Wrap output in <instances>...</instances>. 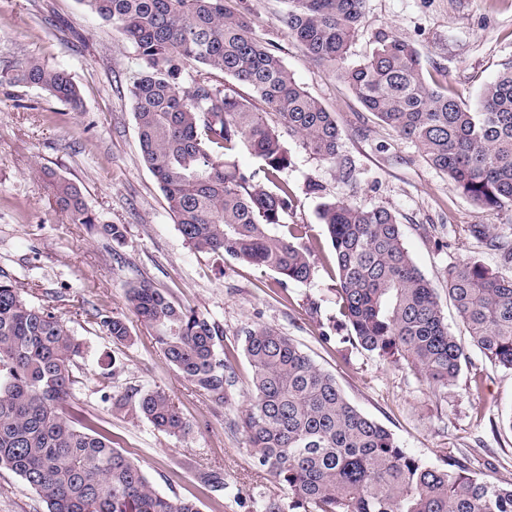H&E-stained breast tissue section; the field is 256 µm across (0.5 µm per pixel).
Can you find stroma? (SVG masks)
<instances>
[{
	"mask_svg": "<svg viewBox=\"0 0 512 512\" xmlns=\"http://www.w3.org/2000/svg\"><path fill=\"white\" fill-rule=\"evenodd\" d=\"M229 3L248 17L257 37L277 45L297 82L334 112L340 153L356 168V181H344L335 163L286 138L292 164L283 177L297 201L285 221L308 225L315 275L285 291L272 272L183 241L140 156L130 86L143 62L118 29L86 12L80 0H0V273L33 304L53 305L82 342L76 367L82 384L71 412L138 459L157 491L196 500L201 512H249L254 498L285 496V487L254 469L245 435L235 426L249 406L252 377L242 336L266 325L294 338L334 374L350 402L390 430L409 454L431 464L446 454L490 480H512V429L505 423L512 414V372L472 347L456 382L436 389L418 369L344 343L335 254L318 219L321 204L334 199L390 209L414 263L442 289L457 260L499 267L498 255L467 238L463 227L512 225V209L478 208L415 143L366 112L335 69L312 61L290 36L282 23L286 0ZM380 29L412 43L427 81L466 103L512 61V0H366L350 61L371 54ZM32 58L71 74L81 92L80 111L15 82ZM42 167L77 182L99 222L125 226V239L116 243L72 223L38 176ZM312 181L322 193H306ZM143 279L221 322L238 377L232 405L195 391L165 360L127 305V288ZM311 298L321 303L315 318L307 311ZM95 310L123 314L130 341L113 343L92 319ZM155 387L178 404L191 426L188 434L163 435L113 405L114 396ZM215 468L223 470L230 495L201 485L199 471ZM0 512L47 508L19 476L0 471Z\"/></svg>",
	"mask_w": 512,
	"mask_h": 512,
	"instance_id": "1",
	"label": "stroma"
}]
</instances>
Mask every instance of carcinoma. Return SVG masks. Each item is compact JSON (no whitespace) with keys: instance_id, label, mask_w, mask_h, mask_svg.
<instances>
[{"instance_id":"obj_1","label":"carcinoma","mask_w":512,"mask_h":512,"mask_svg":"<svg viewBox=\"0 0 512 512\" xmlns=\"http://www.w3.org/2000/svg\"><path fill=\"white\" fill-rule=\"evenodd\" d=\"M81 2L115 25L144 62L130 88L140 153L183 241L272 271L284 289L311 282L315 266L303 244L308 225L283 223L296 194L280 179L291 165L282 131L338 164L350 182L353 167L340 155L333 113L298 84L274 43L254 36L247 17L224 0ZM365 2L288 0L283 22L310 58L336 66L365 110L417 143L427 163L478 207H511L512 65L468 105L427 83L419 51L391 32H376L372 54L352 63L348 53ZM198 69L250 87L282 129L224 83L190 74ZM18 80L74 109L80 105L78 85L63 69L34 59ZM244 147L259 160L263 179L240 169ZM41 174L73 223L123 240L124 227L97 224L78 184L51 170ZM319 220L336 256L345 342L418 368L433 386L453 384L467 354L448 330L437 288L410 256L395 214L333 200L321 205ZM466 231L496 252L501 266L493 271L472 259L450 266L448 298L472 345L512 372V231L487 224H468ZM126 299L176 371L212 402L231 404L236 373L223 325L146 281L131 285ZM96 318L112 342L130 339L122 314ZM242 349L252 382L240 426L256 469L288 490L254 501L255 512H512V482L489 481L453 458L434 465L409 454L292 338L259 325L245 332ZM82 354L54 308L31 304L0 275V470L19 476L48 512H200L192 499L158 492L137 459L67 414ZM114 405L131 406L169 436L189 431L163 389H135ZM199 479L214 492L229 488L219 469Z\"/></svg>"}]
</instances>
